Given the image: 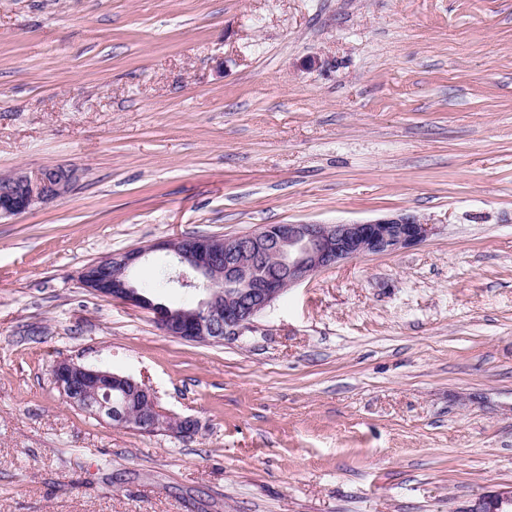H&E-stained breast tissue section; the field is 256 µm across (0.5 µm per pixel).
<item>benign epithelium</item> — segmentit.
<instances>
[{"instance_id":"1","label":"benign epithelium","mask_w":512,"mask_h":512,"mask_svg":"<svg viewBox=\"0 0 512 512\" xmlns=\"http://www.w3.org/2000/svg\"><path fill=\"white\" fill-rule=\"evenodd\" d=\"M75 180V172L61 166L14 172L3 179L7 188L0 189V218L25 213L38 203L61 196ZM433 230V223L413 213L369 222L264 224L225 239L181 236L131 248L87 264L80 281L98 296L150 310L168 336L222 342L243 333L285 291L317 272L365 255L411 248ZM157 250H166L175 258L179 271L171 281L199 292L200 298L191 309L155 303L134 286L132 269ZM268 255L281 262L282 278L265 275ZM52 376L67 402L117 425L181 436L198 430L194 418L163 412L154 390L128 375L60 360L54 364ZM459 512H512V491L482 495Z\"/></svg>"}]
</instances>
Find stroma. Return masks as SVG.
Instances as JSON below:
<instances>
[{"mask_svg": "<svg viewBox=\"0 0 512 512\" xmlns=\"http://www.w3.org/2000/svg\"><path fill=\"white\" fill-rule=\"evenodd\" d=\"M52 165L69 192L0 219V512H458L512 489V0H0V176ZM400 211L432 235L220 343L79 279L169 238ZM63 359L197 432L67 404Z\"/></svg>", "mask_w": 512, "mask_h": 512, "instance_id": "stroma-1", "label": "stroma"}]
</instances>
